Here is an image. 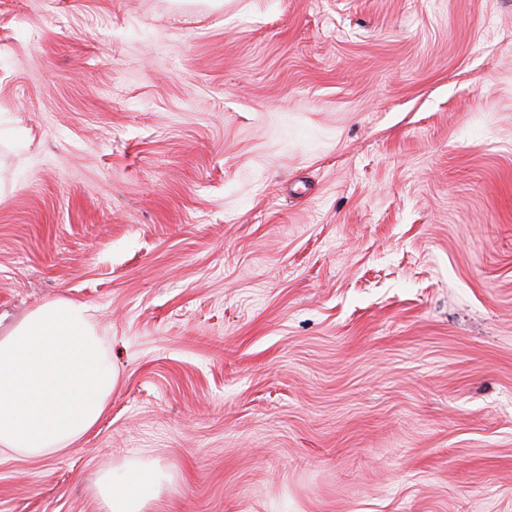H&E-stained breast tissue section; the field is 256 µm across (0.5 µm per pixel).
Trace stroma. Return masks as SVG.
Wrapping results in <instances>:
<instances>
[{
    "label": "stroma",
    "instance_id": "obj_1",
    "mask_svg": "<svg viewBox=\"0 0 512 512\" xmlns=\"http://www.w3.org/2000/svg\"><path fill=\"white\" fill-rule=\"evenodd\" d=\"M0 163L121 372L0 512H512V0H0ZM172 480L159 460L133 456L100 472L95 485L103 512H150Z\"/></svg>",
    "mask_w": 512,
    "mask_h": 512
}]
</instances>
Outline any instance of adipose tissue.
<instances>
[{"instance_id": "ef3b65f1", "label": "adipose tissue", "mask_w": 512, "mask_h": 512, "mask_svg": "<svg viewBox=\"0 0 512 512\" xmlns=\"http://www.w3.org/2000/svg\"><path fill=\"white\" fill-rule=\"evenodd\" d=\"M119 382L91 307L42 303L0 336V455L59 456L98 423ZM172 480L159 460L133 456L95 485L103 512H149Z\"/></svg>"}]
</instances>
